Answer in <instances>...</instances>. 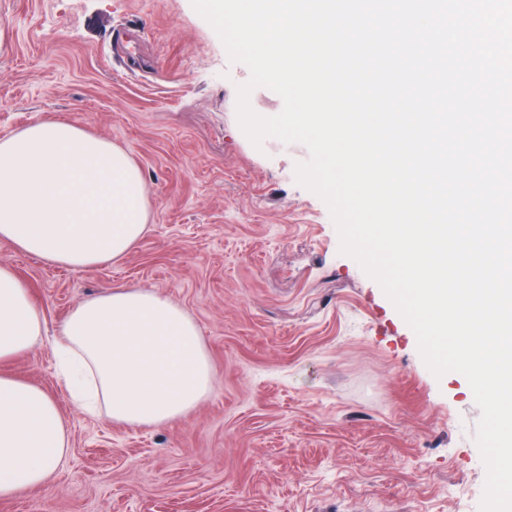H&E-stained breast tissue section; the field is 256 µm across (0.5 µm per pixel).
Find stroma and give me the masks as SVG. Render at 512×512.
<instances>
[{"label": "stroma", "mask_w": 512, "mask_h": 512, "mask_svg": "<svg viewBox=\"0 0 512 512\" xmlns=\"http://www.w3.org/2000/svg\"><path fill=\"white\" fill-rule=\"evenodd\" d=\"M249 77L191 0H0V138L73 121L128 153L149 211L121 261L74 270L0 243V263L51 333L105 288L156 290L193 318L215 373L183 418L132 427L70 402L49 340L1 362L57 400L70 451L53 490L0 512H479L467 380L435 377L340 253L327 205L295 180L308 148L243 133Z\"/></svg>", "instance_id": "stroma-1"}]
</instances>
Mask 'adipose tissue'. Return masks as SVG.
I'll return each instance as SVG.
<instances>
[{"mask_svg": "<svg viewBox=\"0 0 512 512\" xmlns=\"http://www.w3.org/2000/svg\"><path fill=\"white\" fill-rule=\"evenodd\" d=\"M148 227L146 185L111 140L49 117L0 139V242L50 265L86 269L123 259ZM43 310L0 264V362L42 339ZM57 370L80 410L158 426L210 393L213 366L186 310L138 286L78 302L57 328ZM70 450L57 401L0 375V499L52 489Z\"/></svg>", "mask_w": 512, "mask_h": 512, "instance_id": "obj_1", "label": "adipose tissue"}]
</instances>
